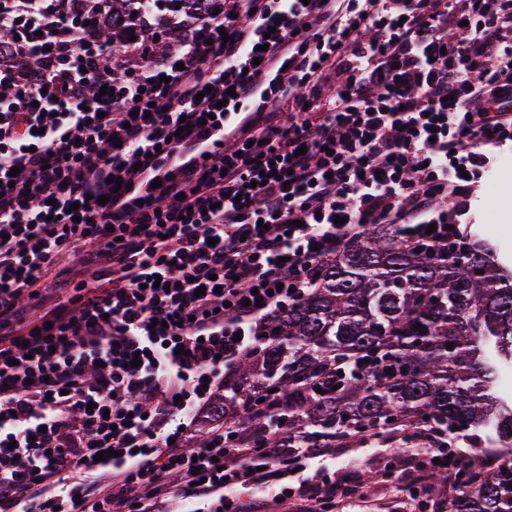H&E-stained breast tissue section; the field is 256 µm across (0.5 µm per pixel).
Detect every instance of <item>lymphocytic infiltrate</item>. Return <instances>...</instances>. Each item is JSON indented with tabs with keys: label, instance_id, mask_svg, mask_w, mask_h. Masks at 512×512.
Masks as SVG:
<instances>
[{
	"label": "lymphocytic infiltrate",
	"instance_id": "lymphocytic-infiltrate-1",
	"mask_svg": "<svg viewBox=\"0 0 512 512\" xmlns=\"http://www.w3.org/2000/svg\"><path fill=\"white\" fill-rule=\"evenodd\" d=\"M0 31L24 60L0 64V512H241L267 482L342 512L354 476L289 487L305 455L225 447L246 420L193 436L258 322L368 225L462 239L512 142V0H224L150 65L71 0H0ZM70 261L67 301L18 320ZM459 464L430 445L401 480L441 498Z\"/></svg>",
	"mask_w": 512,
	"mask_h": 512
}]
</instances>
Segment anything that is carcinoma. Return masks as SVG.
Listing matches in <instances>:
<instances>
[{"mask_svg":"<svg viewBox=\"0 0 512 512\" xmlns=\"http://www.w3.org/2000/svg\"><path fill=\"white\" fill-rule=\"evenodd\" d=\"M157 2L154 28L224 12V0ZM150 15L143 0H112L99 35L119 42ZM255 342L224 367V392L213 401L214 419L249 416L238 446L291 458L346 448L362 428L484 436L495 421L489 461L470 462L448 512H512V398L494 393L512 363V272L489 249L408 245L397 225L372 224L323 269L319 287L267 319ZM366 355L377 363L336 377L337 364ZM271 390L275 401L260 404Z\"/></svg>","mask_w":512,"mask_h":512,"instance_id":"cac0c4a2","label":"carcinoma"}]
</instances>
